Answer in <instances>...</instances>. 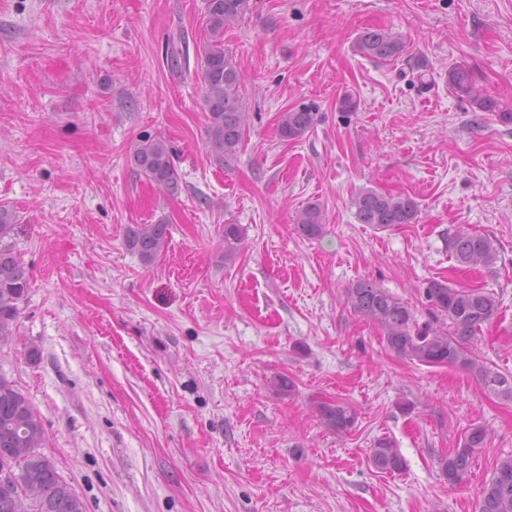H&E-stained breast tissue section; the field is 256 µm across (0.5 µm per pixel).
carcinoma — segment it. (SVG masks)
<instances>
[{"instance_id": "obj_1", "label": "carcinoma", "mask_w": 512, "mask_h": 512, "mask_svg": "<svg viewBox=\"0 0 512 512\" xmlns=\"http://www.w3.org/2000/svg\"><path fill=\"white\" fill-rule=\"evenodd\" d=\"M250 11V0H205L208 38L199 48L198 63L203 75V103L206 117V147L222 165L237 158L243 142V75L234 56L224 47V30ZM353 51L366 58L395 60L405 51L401 37L387 29L362 31L353 43ZM448 87L457 98L481 112H496L504 122H512V112L500 109L498 102L480 89L472 71L463 64L448 69ZM318 122V113L305 108L281 114L279 137L298 140L310 133ZM130 163L149 182L171 193L180 189L181 177L171 150L161 138L141 137L130 144ZM351 207L361 224L389 230L411 224L418 214V203L409 196L365 187L351 196ZM15 216L0 205V348L13 342L23 303L32 288L28 270L6 239L14 230ZM325 213L317 203L307 205L299 214L300 232L317 237L323 232ZM168 224H138L128 229L127 244L145 263L154 262L167 245ZM242 233L237 224L224 225V257L235 256ZM448 248L461 266L492 267L498 251L484 234L456 230L448 236ZM346 302L362 318L375 323L389 348L398 356L425 366H461L477 373L484 387L505 399H512V374L501 373L479 361L466 344L482 334L499 309L498 297L480 288H452L441 281H430L425 298L433 310L448 319V327L431 322L419 323L412 309L379 285L358 280L345 291ZM323 423L338 434L351 432L358 413L349 403H322L318 407ZM487 432L482 426L469 428L460 448L441 459L443 475L451 485L470 471L477 449L483 447ZM46 431L32 402L16 384L0 374V469L11 467L16 482L0 483V512H85V504L61 475L54 458L46 455L43 444ZM371 462L384 473L398 472L405 461L394 443L378 440L371 451ZM31 486L35 494L20 495V484ZM478 512H512V458L497 466L493 477L483 486Z\"/></svg>"}]
</instances>
